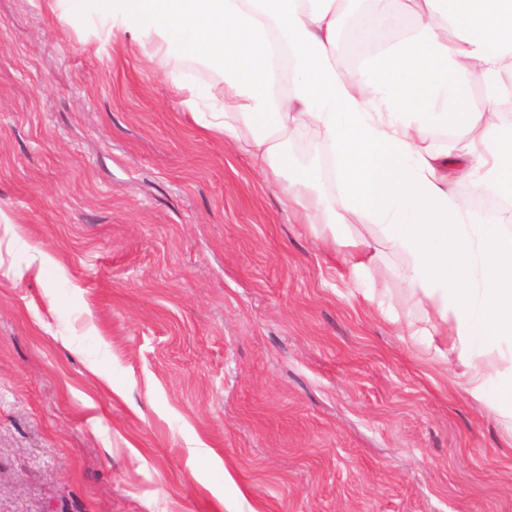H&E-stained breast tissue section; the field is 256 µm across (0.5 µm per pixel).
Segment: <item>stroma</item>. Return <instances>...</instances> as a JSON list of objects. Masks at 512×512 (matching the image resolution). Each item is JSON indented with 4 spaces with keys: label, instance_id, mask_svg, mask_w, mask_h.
Here are the masks:
<instances>
[{
    "label": "stroma",
    "instance_id": "35a3bbf8",
    "mask_svg": "<svg viewBox=\"0 0 512 512\" xmlns=\"http://www.w3.org/2000/svg\"><path fill=\"white\" fill-rule=\"evenodd\" d=\"M220 72L0 0V512H512V432L461 388L498 355L190 119L177 82ZM287 151L337 196L321 138Z\"/></svg>",
    "mask_w": 512,
    "mask_h": 512
}]
</instances>
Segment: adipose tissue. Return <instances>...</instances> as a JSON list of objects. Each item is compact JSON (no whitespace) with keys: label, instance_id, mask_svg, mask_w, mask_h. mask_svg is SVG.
<instances>
[{"label":"adipose tissue","instance_id":"1","mask_svg":"<svg viewBox=\"0 0 512 512\" xmlns=\"http://www.w3.org/2000/svg\"><path fill=\"white\" fill-rule=\"evenodd\" d=\"M370 2L354 36L382 48L346 74L336 58L338 0H43L48 14L100 21L157 57L223 62L224 100L203 125L233 140L266 178L283 176L289 134H319L340 192L305 195L312 177L304 172L283 186L285 205L331 226L354 216L373 223L405 258L392 280L421 291L434 317L451 322L462 356L500 349L512 344V147L491 142L512 101L501 78L512 59V0ZM410 16L418 27L384 45L385 32ZM467 85L481 89V101L464 94ZM447 120L465 131L464 150L426 141L425 127ZM478 169L486 178L476 182ZM462 181L502 199L491 219L474 220L461 204ZM464 391L512 425V365L494 376L470 370Z\"/></svg>","mask_w":512,"mask_h":512}]
</instances>
